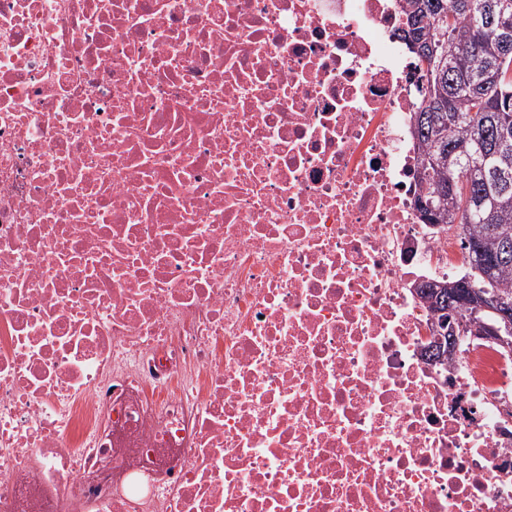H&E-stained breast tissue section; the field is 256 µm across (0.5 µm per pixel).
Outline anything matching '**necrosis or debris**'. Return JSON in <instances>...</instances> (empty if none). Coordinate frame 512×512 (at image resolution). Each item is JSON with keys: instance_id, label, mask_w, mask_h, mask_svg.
Masks as SVG:
<instances>
[{"instance_id": "4bbe7bcc", "label": "necrosis or debris", "mask_w": 512, "mask_h": 512, "mask_svg": "<svg viewBox=\"0 0 512 512\" xmlns=\"http://www.w3.org/2000/svg\"><path fill=\"white\" fill-rule=\"evenodd\" d=\"M404 8L0 0V512H512Z\"/></svg>"}]
</instances>
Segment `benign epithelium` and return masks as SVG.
<instances>
[{"label": "benign epithelium", "mask_w": 512, "mask_h": 512, "mask_svg": "<svg viewBox=\"0 0 512 512\" xmlns=\"http://www.w3.org/2000/svg\"><path fill=\"white\" fill-rule=\"evenodd\" d=\"M436 307L432 347L425 351L427 360L438 363L448 356L452 347L459 344L461 335L468 332L493 340L508 348L512 346V308L491 305L483 293L474 290L468 282H435ZM484 311L496 314L498 321L491 324L481 321L478 315Z\"/></svg>", "instance_id": "1"}]
</instances>
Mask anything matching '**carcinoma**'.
Returning a JSON list of instances; mask_svg holds the SVG:
<instances>
[{
  "label": "carcinoma",
  "mask_w": 512,
  "mask_h": 512,
  "mask_svg": "<svg viewBox=\"0 0 512 512\" xmlns=\"http://www.w3.org/2000/svg\"><path fill=\"white\" fill-rule=\"evenodd\" d=\"M397 33L416 61L426 56L412 113L417 162L430 159L429 183H418L415 206L428 224H457L472 285L512 305V0H405ZM452 50L451 65L433 55Z\"/></svg>",
  "instance_id": "cac0c4a2"
}]
</instances>
